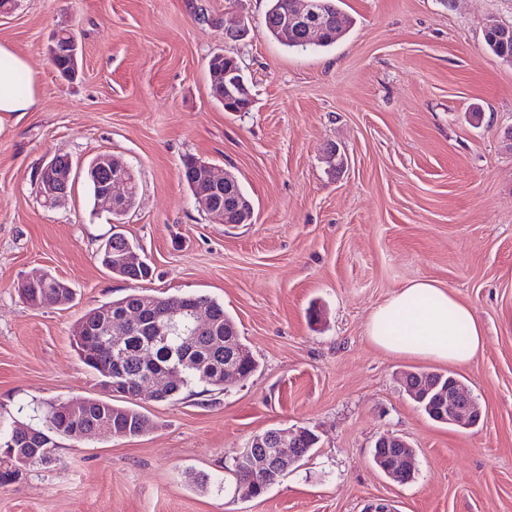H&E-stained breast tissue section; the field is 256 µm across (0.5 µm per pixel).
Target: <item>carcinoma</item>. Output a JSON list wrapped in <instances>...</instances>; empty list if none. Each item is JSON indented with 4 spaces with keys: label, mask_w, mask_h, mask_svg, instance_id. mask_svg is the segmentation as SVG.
I'll return each instance as SVG.
<instances>
[{
    "label": "carcinoma",
    "mask_w": 512,
    "mask_h": 512,
    "mask_svg": "<svg viewBox=\"0 0 512 512\" xmlns=\"http://www.w3.org/2000/svg\"><path fill=\"white\" fill-rule=\"evenodd\" d=\"M341 0H312L313 9L320 15L329 16L341 23V32L348 31L353 19L345 14L339 3ZM292 0H268V9L264 16L263 31L290 48L306 49L298 29H286L285 21L292 13ZM485 44L490 53L502 60H512V25L501 23L486 28ZM180 179L186 184L193 198L207 191L202 175V160L186 157L179 170ZM132 245L121 233L108 238L100 251L105 257L112 250V266L109 270L130 281L145 279L149 274V265L142 262L137 265H124L116 261ZM134 246V245H132ZM141 251L139 246H134ZM55 282L48 281L24 289L21 295L35 307L55 304ZM147 306L146 316L141 325L123 337L119 347H114V336L106 326H97L95 321L105 312L117 317L130 307ZM180 311L175 322L164 325L162 333H156L158 315L167 307ZM204 307L210 311L212 324L204 332H197L192 321L195 309ZM73 344L80 361L107 379V370L120 362L121 369L128 380L140 382L148 375L163 371L168 354H181V373L177 379L160 388L156 401L174 399L180 391L192 385L202 387V391L222 393L224 387V366L232 364L242 379L250 377L257 368L255 359L248 347L242 342L233 319L224 311V305L203 295L185 294L172 297L147 295L136 288L126 296L89 309L77 321L73 331ZM430 380L420 389L414 402L434 421L445 423L437 413V398L441 389L448 383V375L419 371ZM106 418L112 422V436L132 438L143 434L150 426L148 416L135 408L129 397L114 391L107 399L89 401V418L84 420L87 429H92L97 420ZM69 425L62 417L55 415V407H49L43 414L42 425L33 428L43 442L39 456L30 461L27 467H45L53 462L54 438L67 437ZM243 462L234 460L233 472L235 484L233 493L242 500L262 496L273 480L263 477L249 478L244 474Z\"/></svg>",
    "instance_id": "cac0c4a2"
}]
</instances>
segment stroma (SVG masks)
<instances>
[{
	"mask_svg": "<svg viewBox=\"0 0 512 512\" xmlns=\"http://www.w3.org/2000/svg\"><path fill=\"white\" fill-rule=\"evenodd\" d=\"M268 0H18L0 43L30 64L37 107L0 131V437L38 408L105 397L72 344L90 308L138 287L223 303L257 361L219 394L140 399L135 438H60L56 465L0 485V512H512V62L484 30L512 25V0H342L354 25L327 49L262 30ZM249 27L225 41L224 18ZM79 47L74 79L49 58L56 33ZM236 58L249 111L215 99L208 61ZM121 157L139 180L124 224L96 211L83 171ZM69 157L73 187L42 205L35 175ZM234 175L249 224H219L180 181L184 156ZM142 248L138 284L103 267L113 231ZM75 292L34 308L18 294L36 270ZM431 280L470 305L482 353L451 365L398 356L367 332L396 290ZM453 372L480 424L437 423L402 372ZM319 442L258 499L233 494V456L271 428ZM417 467L397 483L373 461L384 433ZM206 476L198 489L195 477Z\"/></svg>",
	"mask_w": 512,
	"mask_h": 512,
	"instance_id": "stroma-1",
	"label": "stroma"
}]
</instances>
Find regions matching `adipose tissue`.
<instances>
[{
  "instance_id": "1",
  "label": "adipose tissue",
  "mask_w": 512,
  "mask_h": 512,
  "mask_svg": "<svg viewBox=\"0 0 512 512\" xmlns=\"http://www.w3.org/2000/svg\"><path fill=\"white\" fill-rule=\"evenodd\" d=\"M37 103L32 70L24 57L0 44V129ZM368 334L381 349L400 356L466 365L485 345L474 310L429 280L400 288L369 318Z\"/></svg>"
}]
</instances>
